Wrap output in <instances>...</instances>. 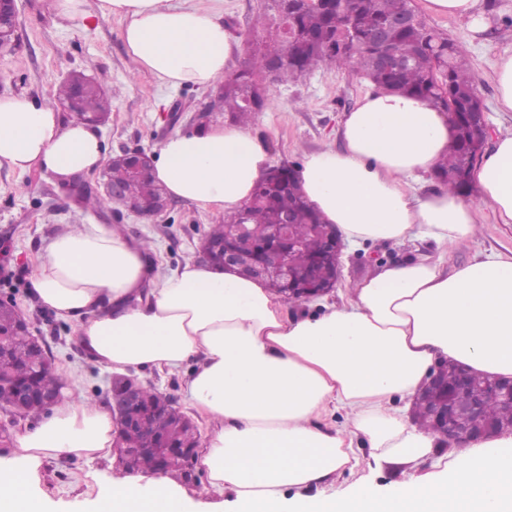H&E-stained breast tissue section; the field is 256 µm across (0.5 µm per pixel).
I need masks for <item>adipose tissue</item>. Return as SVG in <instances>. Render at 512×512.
I'll use <instances>...</instances> for the list:
<instances>
[{"label": "adipose tissue", "instance_id": "obj_1", "mask_svg": "<svg viewBox=\"0 0 512 512\" xmlns=\"http://www.w3.org/2000/svg\"><path fill=\"white\" fill-rule=\"evenodd\" d=\"M428 11L483 33L480 0H426ZM54 0L57 15L123 24L137 70L162 85L208 89L228 74L241 42L218 11L182 0ZM342 146L306 154L297 177L322 221L344 241L424 240L437 252L378 267L319 313L287 316L275 294L206 260L165 276L142 241L88 223L51 237L33 264L31 296L74 322L89 358L116 374L189 367L191 408L209 424L198 450L208 476L196 494L159 473L111 479L74 512H512V434L433 458L438 435L421 429L412 403L434 368L512 377V256L494 254L454 269L448 247L472 238L482 206L512 224V131L501 134L474 174L478 196H426L416 181L435 175L452 141L448 114L431 102L371 89L344 113ZM95 125L25 95L0 97V166L39 168L62 185L99 169ZM270 168L250 126L217 116L160 145L151 176L170 197L243 212ZM403 407H396V400ZM347 423L321 427L328 410ZM111 411L77 387L0 458V512H58L41 488L49 458H105ZM366 441L374 467L400 466L408 480L383 490L365 479L338 486ZM311 486L324 494L306 495Z\"/></svg>", "mask_w": 512, "mask_h": 512}]
</instances>
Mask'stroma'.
I'll return each mask as SVG.
<instances>
[{
  "instance_id": "obj_1",
  "label": "stroma",
  "mask_w": 512,
  "mask_h": 512,
  "mask_svg": "<svg viewBox=\"0 0 512 512\" xmlns=\"http://www.w3.org/2000/svg\"><path fill=\"white\" fill-rule=\"evenodd\" d=\"M490 25L484 34L471 36L463 23L428 14L425 0H414L426 23L446 32L466 48L491 131L512 127V112L499 111L495 64L503 50H512V27L502 25L512 15V0H483ZM191 5L217 7L224 28L233 39H243L255 29L263 0H190ZM17 37L11 49L0 51V96L24 94L61 109L56 87L73 73L101 81L112 100V112L102 124L107 157L129 150L155 155L160 143L175 131L188 128L198 110L207 105L211 90L185 85L161 86L147 73L138 72L122 40V23L90 16L66 20L56 15L53 0H17ZM370 87L367 79L348 71L320 67L297 80L273 86L270 105L255 113L251 130L267 142L272 165H301L306 154L340 144L339 128ZM223 213L179 200L159 215L143 219L108 204L90 210L59 186L45 171L18 174L0 167V298L13 301L31 323L32 332L44 340L56 368L76 383L84 395L110 405V373L86 357L77 341L74 323L56 318L31 303V261L56 232L76 224L121 225L124 234L149 242L161 273L200 255V243ZM472 241L448 252L449 267L476 257L512 254V224L497 223L490 208H483ZM430 242L403 245L369 242L348 246L343 277L337 286L345 292L370 275L376 266L396 264L433 253ZM115 474L112 459L87 460L61 456L45 460L40 469L42 488L52 499L68 504L83 498L87 488L107 489Z\"/></svg>"
}]
</instances>
